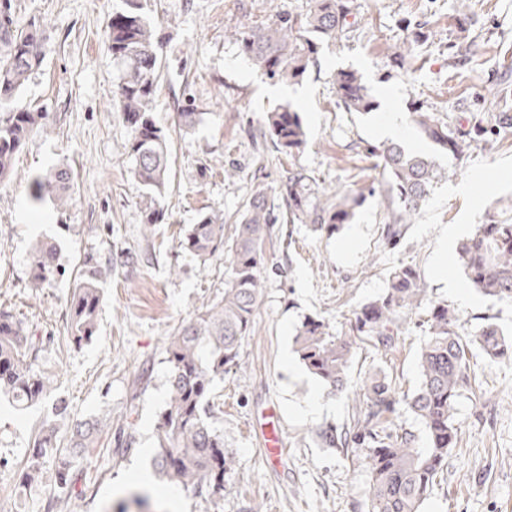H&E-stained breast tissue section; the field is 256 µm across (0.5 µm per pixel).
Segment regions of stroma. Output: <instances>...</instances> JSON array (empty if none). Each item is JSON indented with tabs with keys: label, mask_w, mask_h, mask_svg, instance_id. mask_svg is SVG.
Returning a JSON list of instances; mask_svg holds the SVG:
<instances>
[{
	"label": "stroma",
	"mask_w": 512,
	"mask_h": 512,
	"mask_svg": "<svg viewBox=\"0 0 512 512\" xmlns=\"http://www.w3.org/2000/svg\"><path fill=\"white\" fill-rule=\"evenodd\" d=\"M307 4L157 0L152 16L165 47L153 116L169 141L171 173L159 200L166 219L147 237L145 189L132 172L130 131L118 117L115 97L119 72L105 37L106 21L122 0H12L16 17L35 23L46 37L43 65L26 83L22 100L46 110L49 120L16 156L10 180L0 183V311L42 337L37 368L52 376L53 391L23 409L0 394V512H46L55 493L54 452H47L36 483L22 484L19 472L51 420L61 448L68 447L76 425L107 416L127 423L131 437L122 456L109 454L108 438H100L94 461L101 478L56 512H100L133 476H153L147 450L168 395L166 340L202 305L223 296L230 274L223 257L203 262L179 246L184 228L200 213L220 212L234 224L253 181L278 185L291 166L313 177L319 189L381 181L368 149L381 144L377 130L387 114L339 108L337 71L359 72L374 99L394 91L405 116L427 112L439 122L465 125L474 113L501 104L512 110V97L499 95L503 80L512 81V0H467L462 15L457 0H355L357 26L336 44L321 45L316 64L297 84L307 98L269 95L270 79L224 30L266 23ZM461 25L469 29L464 42L457 38ZM406 44L413 53L396 65L392 53ZM188 99L203 120L186 132L176 114ZM285 105L298 111L307 133L291 162L254 136L267 113ZM400 142L432 161L440 177L396 242L384 237L385 204L377 194L366 196L353 222L330 236L302 224L274 225L241 362L211 386L220 406L214 424L236 461L224 482V500L215 511L176 486L178 505L170 512H366L370 471L363 451L324 448L316 436L325 424L347 423L351 400L324 389L299 362L292 339L310 314L330 332L342 331L354 311L382 293L393 267L420 270L425 305L402 324L392 347L357 349L349 389L381 371L399 394L416 390L424 338L419 322L428 304L448 302L465 332L493 323L512 334V301L468 287L457 261H449L447 272L437 268L446 236L466 238L486 208L512 201V135L459 157L408 122ZM230 164L240 169L232 180L224 177ZM62 165L75 172L72 205L60 208L48 199L33 209L30 176ZM464 183L470 193H460ZM39 240L57 248V272L40 285L30 264ZM87 277L95 278L103 306L95 336L77 345L67 333L69 300ZM471 368L477 386L456 403L458 445L422 512H512V365L477 350ZM316 395L323 409L308 413ZM60 400L68 413L58 418L53 408ZM273 403L283 416L287 450L277 470L267 467L263 441L252 427L257 413Z\"/></svg>",
	"instance_id": "stroma-1"
}]
</instances>
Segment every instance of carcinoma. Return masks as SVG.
Segmentation results:
<instances>
[{
    "instance_id": "carcinoma-1",
    "label": "carcinoma",
    "mask_w": 512,
    "mask_h": 512,
    "mask_svg": "<svg viewBox=\"0 0 512 512\" xmlns=\"http://www.w3.org/2000/svg\"><path fill=\"white\" fill-rule=\"evenodd\" d=\"M146 6L147 0H123V7L112 12L107 22V39L120 71L115 94L119 116L131 135L133 172L148 195L144 224L150 232L164 219L157 196L167 187L170 160L166 135L153 118L163 42L145 13ZM355 24L354 0H308L303 13H281L272 23L235 25L231 37L269 79L294 84L315 61L320 44L336 43ZM43 61L40 29L20 23L12 13L11 0H0L1 182L10 175L15 156L30 137L47 124L48 113L32 110L20 100L25 82ZM335 84L338 105L344 111L368 114L375 110L358 72H336ZM176 118L181 129L191 130L201 122L202 113L195 111L189 99ZM412 120L427 138L459 157L512 130V113L506 110L480 115L468 128L442 124L427 112L413 113ZM258 137L270 140L290 160L306 144L299 112L290 105L268 113ZM370 154L384 177L378 187L386 203V239L391 240L411 223L438 173L432 162L399 143L374 146ZM274 194L282 198L284 210L271 204ZM27 195L35 206L47 197L59 206L68 205L73 201V174L64 167L37 174L28 181ZM363 199L364 193L352 188L320 192L312 188L309 175L291 167L277 187L262 182L252 185L230 240L224 237L222 213H205L189 225L180 246L203 262L224 255L230 275L224 282V295L182 322L168 339V399L155 426L154 455V470L164 481L190 488L215 505L224 499V476L234 470L235 459L224 451V433L214 426L210 386L214 378L238 364L242 340L250 335L271 228L275 224H306L315 233L331 236L352 223ZM457 258L475 289L497 300H512V218H503L501 209H487L483 223L457 247ZM30 260L36 283L54 275L53 246L36 242ZM424 296L420 270L400 265L389 273L383 292L354 312L346 330L334 335L322 319L307 317L293 339L299 360L330 393L353 396L355 412L349 424L340 429L322 427L318 437L328 448L346 451L352 443L364 448L371 474L367 512H421L448 453L458 444L455 405L475 382L469 353L477 348L491 360L512 362V336H505L493 324L469 335L461 330L457 313L448 303L432 305L421 324L425 340L418 358L419 386L405 398L427 437L426 447H415L412 432L395 428L387 420L386 414L399 402L392 381L371 373L362 388L350 392L348 376L357 345L389 346ZM102 305L95 282L76 284L67 327L73 343L80 345L95 336ZM42 345V339L27 335L13 315L0 312V393L10 394L24 405L49 393L52 381L36 369ZM104 434L115 437V454L128 452L125 427L112 428L110 419L76 430L64 451L57 449L56 425L45 424L24 464L21 482L34 483L42 457L54 450L58 496L67 499L85 494L93 450ZM78 459L86 460V467H78ZM132 505L150 507V493L135 492L109 505L105 512H130Z\"/></svg>"
}]
</instances>
